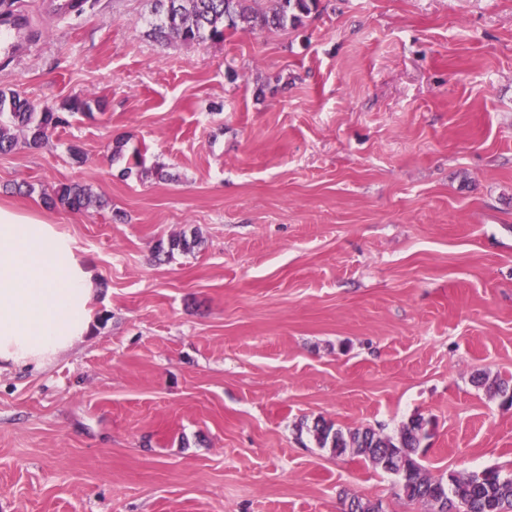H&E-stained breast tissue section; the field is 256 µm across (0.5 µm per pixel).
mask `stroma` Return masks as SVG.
<instances>
[{"label":"stroma","instance_id":"35a3bbf8","mask_svg":"<svg viewBox=\"0 0 512 512\" xmlns=\"http://www.w3.org/2000/svg\"><path fill=\"white\" fill-rule=\"evenodd\" d=\"M19 2L38 37L0 90L106 106L0 154V207L97 279L88 336L0 366V512H428L318 419L420 416L432 475H512V407L473 382L512 377V0H321L193 45L149 37L152 0ZM73 182L105 207H45ZM135 169L141 175H154L157 178L164 179L167 174L164 172L163 167L156 164L153 167H146V157L139 149H134L131 153L128 166L124 169L123 175H130ZM201 245L200 237L193 233V235L188 238L185 233L171 237L167 246L165 247L163 242H160L157 247V255H164L167 259L171 258L175 251L182 253H190L194 251L195 248H198Z\"/></svg>","mask_w":512,"mask_h":512}]
</instances>
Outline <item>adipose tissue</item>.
I'll list each match as a JSON object with an SVG mask.
<instances>
[{"label":"adipose tissue","instance_id":"1","mask_svg":"<svg viewBox=\"0 0 512 512\" xmlns=\"http://www.w3.org/2000/svg\"><path fill=\"white\" fill-rule=\"evenodd\" d=\"M93 273L44 218L0 207V364L41 365L87 335Z\"/></svg>","mask_w":512,"mask_h":512}]
</instances>
